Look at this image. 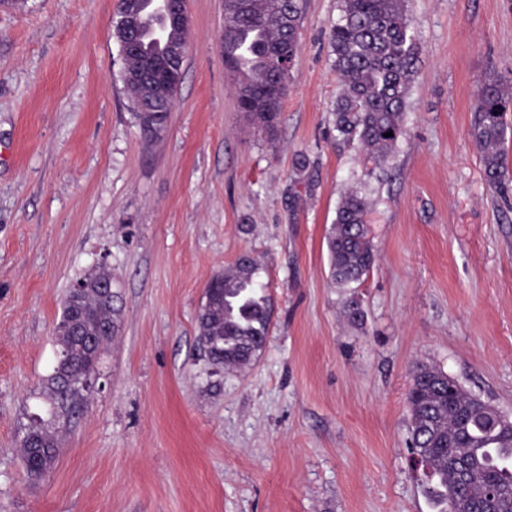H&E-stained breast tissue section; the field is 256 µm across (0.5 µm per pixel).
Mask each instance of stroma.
Segmentation results:
<instances>
[{
    "instance_id": "1",
    "label": "stroma",
    "mask_w": 512,
    "mask_h": 512,
    "mask_svg": "<svg viewBox=\"0 0 512 512\" xmlns=\"http://www.w3.org/2000/svg\"><path fill=\"white\" fill-rule=\"evenodd\" d=\"M118 7L0 0V512H435L409 448L414 364L512 418V208L470 137L483 81L512 82V0H407L421 64L372 178L333 124L340 0H306L271 136L224 67V0H188L182 80L151 141L121 79ZM359 185L377 261L339 288L326 236ZM245 252L272 323L255 361L218 369L197 316ZM101 268L121 309L102 386L34 482L18 446L61 304Z\"/></svg>"
}]
</instances>
